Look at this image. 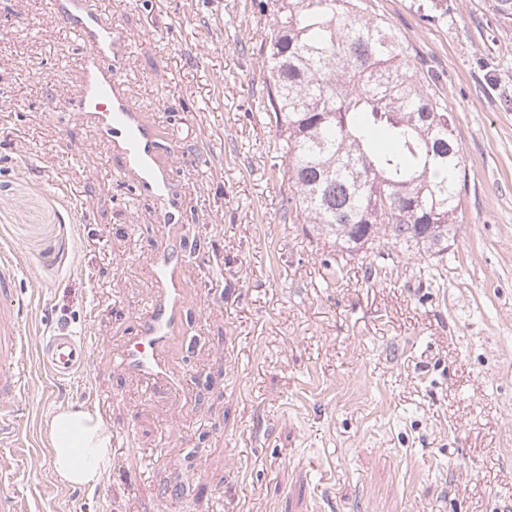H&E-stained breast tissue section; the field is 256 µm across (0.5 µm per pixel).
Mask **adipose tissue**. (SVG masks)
Here are the masks:
<instances>
[{
  "label": "adipose tissue",
  "instance_id": "ef3b65f1",
  "mask_svg": "<svg viewBox=\"0 0 512 512\" xmlns=\"http://www.w3.org/2000/svg\"><path fill=\"white\" fill-rule=\"evenodd\" d=\"M52 466L72 486H95L112 467L111 437L83 406L57 411L47 423Z\"/></svg>",
  "mask_w": 512,
  "mask_h": 512
}]
</instances>
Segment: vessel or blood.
Segmentation results:
<instances>
[{
	"label": "vessel or blood",
	"instance_id": "obj_1",
	"mask_svg": "<svg viewBox=\"0 0 512 512\" xmlns=\"http://www.w3.org/2000/svg\"><path fill=\"white\" fill-rule=\"evenodd\" d=\"M54 15L65 23L86 52L79 58V92L70 100L64 120H78L100 129L125 159L137 188L157 203L164 223H179L183 205L170 184V162L175 155L171 139L144 123L132 110L112 72V16L100 0H52ZM160 261L153 268L157 294L139 318L133 336L112 351L119 368L137 375L156 389L167 385L168 355L183 330L184 294L177 279L185 260L169 242L158 247ZM14 261L0 253V413L18 405L24 362V342L17 309L10 293ZM40 366L56 378L85 370L86 338L61 328L38 337Z\"/></svg>",
	"mask_w": 512,
	"mask_h": 512
}]
</instances>
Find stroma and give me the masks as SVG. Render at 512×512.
Masks as SVG:
<instances>
[{
	"label": "stroma",
	"instance_id": "1",
	"mask_svg": "<svg viewBox=\"0 0 512 512\" xmlns=\"http://www.w3.org/2000/svg\"><path fill=\"white\" fill-rule=\"evenodd\" d=\"M103 2L115 76L176 136L184 219L163 223L96 128L59 123L81 50L49 0H0V246L27 343L65 326L93 359L68 379L29 363L0 487L23 512H512V25L491 0H444L431 23L419 0H366L443 88L468 177L444 258L342 259L286 216L273 170V0ZM162 238L187 259L174 396L111 361ZM100 398L112 469L74 488L46 422Z\"/></svg>",
	"mask_w": 512,
	"mask_h": 512
}]
</instances>
